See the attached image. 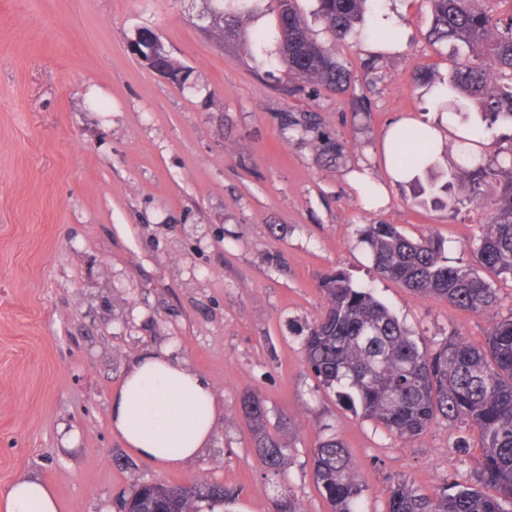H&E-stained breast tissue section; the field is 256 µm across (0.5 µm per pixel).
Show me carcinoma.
Masks as SVG:
<instances>
[{
  "mask_svg": "<svg viewBox=\"0 0 512 512\" xmlns=\"http://www.w3.org/2000/svg\"><path fill=\"white\" fill-rule=\"evenodd\" d=\"M276 12V49L272 62L287 81L279 86L293 97L307 86L345 90L350 70L337 48L357 33L379 0H315L310 13L300 0H201L203 29L224 47L264 50V39L248 31L244 18L263 2ZM431 37L458 51L436 99L448 106V120L464 116L455 143L448 182L431 192L448 193V204L476 200L488 181L498 185L496 207L473 243V263L448 264L442 242L417 240L392 224H367L360 242L370 252L377 273L423 298H435L464 312L482 314L499 304L498 289L478 269L512 280V145L503 152L494 130L512 125V0L502 14L475 6L477 0H428ZM159 63L176 83L186 82L184 68L165 54ZM289 127L314 132L326 161L340 158L332 134L312 115L290 117ZM399 175L436 164L425 130H402L390 143ZM320 288L326 305L306 327L302 347L319 384L336 393L356 415L402 438L422 434L434 421H464L481 437L474 483L425 490L407 481L395 485L386 512H512V317L492 324L485 345L448 337L434 350H423L397 316L368 289L353 286L349 275H325ZM241 411L254 432L255 450L267 472L277 474L288 460V444L268 429L263 400L246 392ZM316 484L332 512H365V486L352 471L347 448L331 436L318 442L311 456ZM484 487L497 489L488 495ZM228 492L207 481L158 486L140 485L132 507L148 512H201L200 504L224 501Z\"/></svg>",
  "mask_w": 512,
  "mask_h": 512,
  "instance_id": "cac0c4a2",
  "label": "carcinoma"
}]
</instances>
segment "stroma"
Instances as JSON below:
<instances>
[{"label": "stroma", "instance_id": "obj_1", "mask_svg": "<svg viewBox=\"0 0 512 512\" xmlns=\"http://www.w3.org/2000/svg\"><path fill=\"white\" fill-rule=\"evenodd\" d=\"M199 9L0 0V494L27 473L53 487L60 512H120L142 483L210 480L231 490L236 512H276L283 492L305 512H331L310 468L331 434L366 486V512H386L404 479L469 484L478 432L438 420L405 439L355 416L312 375L300 337L334 270L371 289L423 349L453 334L483 345L512 316L511 281H497L493 311H459L381 277L359 242L365 225L393 224L443 239L449 264H466L497 200L489 183L459 211L444 199L420 207L386 164L385 133L399 120L435 129L438 147L449 139L416 80L426 67L448 75L427 0H382L341 50L349 88L294 97L279 93L284 74L266 53L216 48ZM146 33L187 68L185 86L133 54ZM303 112L335 138V166L312 134L288 128L286 115ZM365 177L387 189L382 208H367ZM149 346L189 358L224 404L211 447L183 470L135 458L112 435V392ZM247 392L290 445L279 475L253 450Z\"/></svg>", "mask_w": 512, "mask_h": 512}]
</instances>
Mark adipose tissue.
Listing matches in <instances>:
<instances>
[{
  "mask_svg": "<svg viewBox=\"0 0 512 512\" xmlns=\"http://www.w3.org/2000/svg\"><path fill=\"white\" fill-rule=\"evenodd\" d=\"M221 413L212 382L189 359L147 348L112 393V434L132 455L178 470L210 446ZM0 512H58V500L49 484L21 474L0 494Z\"/></svg>",
  "mask_w": 512,
  "mask_h": 512,
  "instance_id": "ef3b65f1",
  "label": "adipose tissue"
}]
</instances>
